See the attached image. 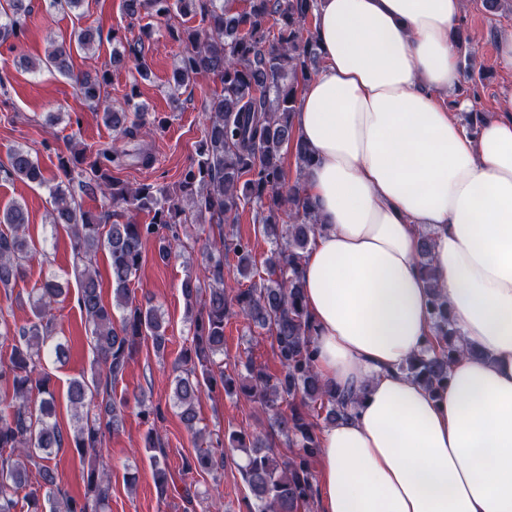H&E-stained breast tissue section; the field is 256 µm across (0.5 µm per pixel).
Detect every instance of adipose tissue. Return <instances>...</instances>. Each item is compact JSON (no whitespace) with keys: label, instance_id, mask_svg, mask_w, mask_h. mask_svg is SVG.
I'll list each match as a JSON object with an SVG mask.
<instances>
[{"label":"adipose tissue","instance_id":"adipose-tissue-1","mask_svg":"<svg viewBox=\"0 0 512 512\" xmlns=\"http://www.w3.org/2000/svg\"><path fill=\"white\" fill-rule=\"evenodd\" d=\"M464 0H321L294 127L320 231L303 260L316 366L361 399L320 435L318 512H512V114L469 135ZM469 355L437 390L405 374L433 336L422 233Z\"/></svg>","mask_w":512,"mask_h":512}]
</instances>
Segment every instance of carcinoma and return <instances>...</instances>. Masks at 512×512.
Listing matches in <instances>:
<instances>
[{"instance_id":"obj_1","label":"carcinoma","mask_w":512,"mask_h":512,"mask_svg":"<svg viewBox=\"0 0 512 512\" xmlns=\"http://www.w3.org/2000/svg\"><path fill=\"white\" fill-rule=\"evenodd\" d=\"M319 0H249V8L234 12L221 0H125L127 15L135 20L172 21L191 16L198 25L184 29L185 50L172 76L170 100L181 105L182 90L199 75H213L223 85L221 94L205 102L204 139L199 160L171 189L157 184L128 187L112 179L109 167L120 168L130 156L150 166L154 156L146 149L132 154L127 144L146 126V113L136 92L116 107L106 102L108 71L102 74L72 71L73 48L85 50L101 42L100 31L75 28L69 39L52 41L45 67L73 81L86 102L103 106L101 118L115 133L109 147L83 146L60 166L67 182L49 188L52 221L70 231L72 276L77 307L91 336L94 359L90 373L70 381L67 401L74 410L73 425L65 433L56 419V397L51 376L43 370L48 354L65 356L54 341L53 306L67 298L69 288L50 271L32 299L33 319L24 325L0 313V512H106L110 480L100 469L106 440L122 428L124 415L112 393L142 344L156 354L165 351L167 327L157 308L136 300L131 289L143 262L145 243L166 231L162 251L184 246L179 229L184 224H233L239 210H256V221L272 248L265 261L267 277L230 294L224 289V256L236 257V271L254 277L255 258L250 241L220 236L221 245L207 253L198 275L182 282L186 315L192 325L190 346L184 350L174 377L173 408L195 439L205 437L199 427L197 404L203 393L242 395L268 414L265 437L232 431L229 451L241 454L239 470L252 501L248 512H310L314 499L312 462L317 456L318 419L334 423L347 416L358 393L332 390L320 378L314 361L313 331L304 303L301 261L310 238L321 228L303 182L285 186L283 147L294 150L299 177L313 164L307 146L296 137L297 112L303 83L317 74L321 61L315 20ZM33 10L32 0H5L0 4V41L17 39ZM118 49L110 64L134 63L145 76L149 66L141 41L123 42L112 34ZM0 171L9 178L42 186L47 183L31 151L16 148ZM100 189L129 217L86 211L77 195ZM151 215L139 224L135 216ZM287 215L288 221L280 219ZM28 218L19 203L0 210V288L8 289L25 273L36 252L26 234ZM110 257L112 303L104 301L95 268L99 252ZM431 235L420 237L418 264L431 293L434 336L414 356L404 372L429 388L448 381V370L462 349L448 301L441 293L432 267ZM243 318L248 328L273 338L279 369L271 373L253 357L239 362L243 370H224V321ZM295 449L284 458L269 439ZM224 443L217 439L183 462L186 475L211 473L224 467ZM151 452L154 485L167 496L166 453L153 432L145 439ZM63 448L89 460L85 492L76 498L57 482L51 462ZM39 480L29 481L31 468Z\"/></svg>"}]
</instances>
